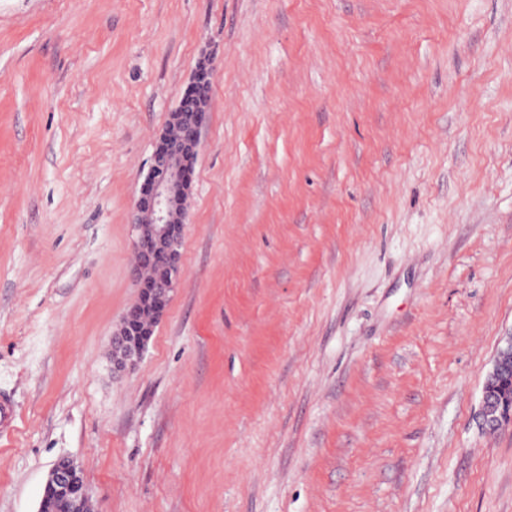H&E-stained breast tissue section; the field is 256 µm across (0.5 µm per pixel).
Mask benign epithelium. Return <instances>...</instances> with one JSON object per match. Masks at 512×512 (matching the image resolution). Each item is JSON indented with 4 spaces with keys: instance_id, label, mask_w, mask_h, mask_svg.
Instances as JSON below:
<instances>
[{
    "instance_id": "1",
    "label": "benign epithelium",
    "mask_w": 512,
    "mask_h": 512,
    "mask_svg": "<svg viewBox=\"0 0 512 512\" xmlns=\"http://www.w3.org/2000/svg\"><path fill=\"white\" fill-rule=\"evenodd\" d=\"M208 100L179 103L169 114L156 141L147 174L134 203V241L137 262L133 279L137 297L124 311L112 336V370L135 367L146 349L148 329L164 317L181 265V249L190 199V171L206 127ZM478 419L482 429L495 432L512 425V336L498 350L485 377ZM46 485L53 487L67 512H90L80 470L69 459L58 460Z\"/></svg>"
}]
</instances>
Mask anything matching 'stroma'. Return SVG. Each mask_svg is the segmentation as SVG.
<instances>
[{
	"instance_id": "1",
	"label": "stroma",
	"mask_w": 512,
	"mask_h": 512,
	"mask_svg": "<svg viewBox=\"0 0 512 512\" xmlns=\"http://www.w3.org/2000/svg\"><path fill=\"white\" fill-rule=\"evenodd\" d=\"M214 57L135 370L133 209ZM512 0H0V512H512ZM478 419L481 428L489 432L512 425V336L498 350L485 377ZM46 485L56 490L67 511H94L80 470L72 460L65 458L58 460L49 472Z\"/></svg>"
}]
</instances>
